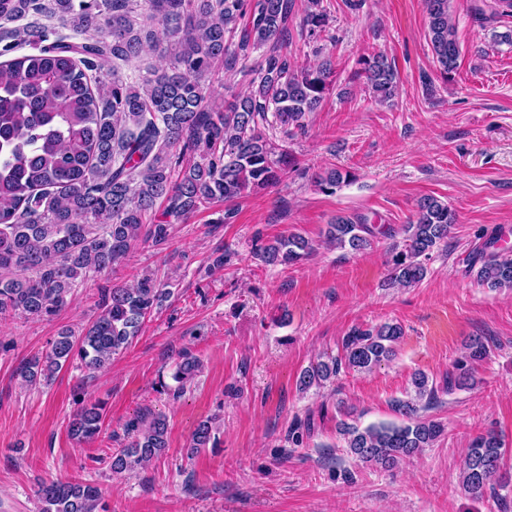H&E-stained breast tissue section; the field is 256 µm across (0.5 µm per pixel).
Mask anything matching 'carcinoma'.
Returning <instances> with one entry per match:
<instances>
[{
	"label": "carcinoma",
	"instance_id": "carcinoma-1",
	"mask_svg": "<svg viewBox=\"0 0 512 512\" xmlns=\"http://www.w3.org/2000/svg\"><path fill=\"white\" fill-rule=\"evenodd\" d=\"M319 4L311 0L302 23L312 39L327 32ZM426 9L434 62L446 77L460 58L449 0H426ZM292 10L293 0H0V315H50L90 275L123 260L140 233L161 245L172 224L282 179L291 160L290 128L303 127L332 86L330 61L298 66L288 60ZM31 14L69 19L76 36H60L37 20L19 24ZM23 44L31 53L1 60ZM257 49L263 55L252 89L216 103L218 66L229 70ZM149 51L163 57L165 67L138 86L126 83L113 60L131 63ZM357 64L354 75L374 97L395 96L398 74L384 55H363ZM349 176L331 168L318 174L316 184L331 193ZM159 202L165 207L158 218ZM455 221L448 203L422 198L402 225V244L391 249L390 279L404 286L422 281L424 260L448 243ZM327 237L359 251L372 244L374 230L341 216L328 225ZM488 247L492 251L482 250L469 263L477 269L476 282L512 289V256L494 238ZM311 250L308 240L291 235L259 247L257 255L267 264L295 265ZM168 294L151 276L129 288L104 289L101 314L78 333L61 329L45 354L19 366L18 375L37 384L72 359L103 368ZM403 336L397 322L354 327L341 353L310 364L297 386L302 392L320 388L344 367L369 370L391 359ZM198 368L196 357H182L173 374L177 391ZM412 384L416 399L392 402L405 422L364 429L340 422L348 453L386 467L433 445L444 427L420 411L438 388L423 373ZM104 418V403L84 406L69 425L71 436L95 437ZM125 431L128 444L112 456L115 472L168 448L162 416H138ZM211 438V424L200 423L190 452ZM503 456L495 432L473 438L461 473L464 489L483 495ZM38 502L39 512H106L99 488L90 483L46 482Z\"/></svg>",
	"mask_w": 512,
	"mask_h": 512
}]
</instances>
